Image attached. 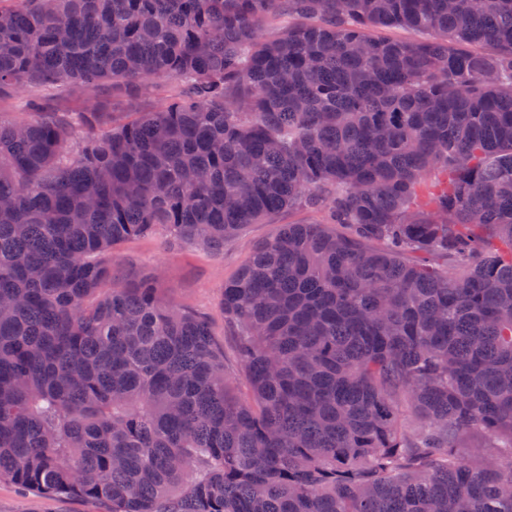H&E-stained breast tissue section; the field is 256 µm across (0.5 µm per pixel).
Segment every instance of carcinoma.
Instances as JSON below:
<instances>
[{
	"mask_svg": "<svg viewBox=\"0 0 512 512\" xmlns=\"http://www.w3.org/2000/svg\"><path fill=\"white\" fill-rule=\"evenodd\" d=\"M15 2L0 91L177 90L0 119V481L107 512H512V0ZM293 209L324 222L224 284L243 398L206 317L112 253ZM175 86L176 83L173 81L160 80L154 83L150 95L146 98H139L133 101L115 98L112 100L110 98L105 103V110L119 112L117 115L122 120L132 119L137 115L135 112H143L159 106L160 100L171 94Z\"/></svg>",
	"mask_w": 512,
	"mask_h": 512,
	"instance_id": "cac0c4a2",
	"label": "carcinoma"
}]
</instances>
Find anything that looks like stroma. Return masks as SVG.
<instances>
[{
	"label": "stroma",
	"mask_w": 512,
	"mask_h": 512,
	"mask_svg": "<svg viewBox=\"0 0 512 512\" xmlns=\"http://www.w3.org/2000/svg\"><path fill=\"white\" fill-rule=\"evenodd\" d=\"M27 99L39 100L44 107L65 118L83 111L86 106L85 97L71 85L31 86L20 93L7 89L0 92V118L11 122L31 120V112L23 106ZM319 219V214L307 210L284 212L271 222L248 225L237 239L226 243L220 253L174 241L167 230L160 227L149 237L125 242L117 249L113 264L133 279L142 273L159 270L161 286L169 298L207 317L214 339L224 347L237 388L245 395L249 387L237 358L235 338L224 323L220 306L224 284L246 262L253 243L274 236L282 225ZM0 512H105V508L96 501L39 495L1 481Z\"/></svg>",
	"instance_id": "obj_1"
}]
</instances>
